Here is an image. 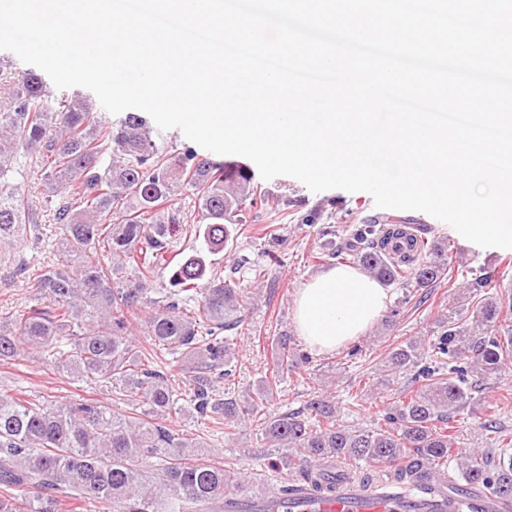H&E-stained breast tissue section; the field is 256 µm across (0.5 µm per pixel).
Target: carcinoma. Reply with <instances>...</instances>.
I'll return each mask as SVG.
<instances>
[{
	"label": "carcinoma",
	"instance_id": "1",
	"mask_svg": "<svg viewBox=\"0 0 512 512\" xmlns=\"http://www.w3.org/2000/svg\"><path fill=\"white\" fill-rule=\"evenodd\" d=\"M0 69L8 86L0 96V268L33 289V304L0 311V361L36 354L47 370L77 381L102 379L138 419L83 398L56 403L0 391V486L12 495L0 512H61L67 500L87 499L105 512H220L224 499L244 492V482L224 465L202 457V444L167 424L171 416L197 414L233 430L255 424L265 443L281 449L273 466L285 472L264 496L291 495L309 481L328 496L351 471L370 480L374 467L393 468L399 480L424 469L448 468L454 482L481 483L512 497V431L489 422L484 430L509 438L500 448L455 451L444 424L470 407L477 382L512 365V293L488 294L492 277L467 282L475 298L470 316L448 311L440 331L408 340L386 357L388 371L409 378L413 389L381 411L374 428L337 422L329 396L311 398L302 411L275 415L268 405L279 374L303 364L288 338L269 376L254 393L230 392L236 370L232 339L244 319L246 293L231 276L207 275L200 256L177 263L171 240L184 217L175 196L191 192L196 227L210 250L234 242L268 199L250 169L203 157L195 149L157 142L147 117L129 112L108 123L84 98L58 97L33 70ZM54 211L59 259L33 269L26 250L42 235L39 216L22 202L21 180L30 160ZM424 224L374 220L338 237L325 256L349 262L378 281L433 288L448 276L449 243L428 240ZM407 238V250L388 252ZM170 273L171 288L163 287ZM144 322L149 346L130 338ZM177 353L192 369L185 398L173 390L164 353Z\"/></svg>",
	"mask_w": 512,
	"mask_h": 512
}]
</instances>
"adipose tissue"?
<instances>
[{"mask_svg": "<svg viewBox=\"0 0 512 512\" xmlns=\"http://www.w3.org/2000/svg\"><path fill=\"white\" fill-rule=\"evenodd\" d=\"M388 301L387 289L377 280L350 267H335L299 290L296 328L312 350L333 352L378 321Z\"/></svg>", "mask_w": 512, "mask_h": 512, "instance_id": "ef3b65f1", "label": "adipose tissue"}]
</instances>
